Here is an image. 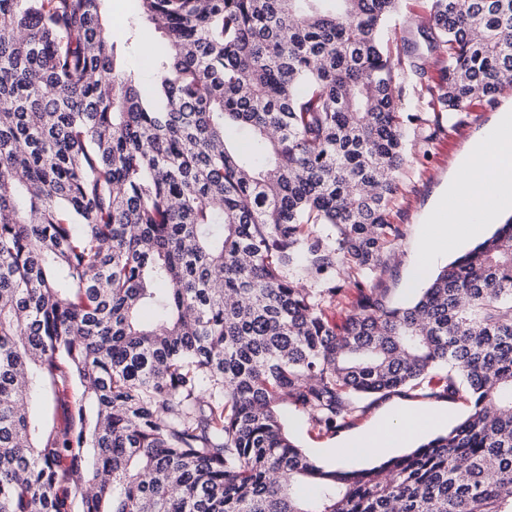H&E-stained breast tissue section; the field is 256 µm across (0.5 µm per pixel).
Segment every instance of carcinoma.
<instances>
[{"label": "carcinoma", "instance_id": "obj_1", "mask_svg": "<svg viewBox=\"0 0 512 512\" xmlns=\"http://www.w3.org/2000/svg\"><path fill=\"white\" fill-rule=\"evenodd\" d=\"M107 2L0 0V512H512V217L409 304L364 291L407 124L496 100L512 0H429L438 87L383 43L400 0H137L122 44ZM442 369L468 416L373 467L280 414Z\"/></svg>", "mask_w": 512, "mask_h": 512}]
</instances>
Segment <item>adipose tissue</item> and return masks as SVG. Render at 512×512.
Segmentation results:
<instances>
[{"label":"adipose tissue","instance_id":"1","mask_svg":"<svg viewBox=\"0 0 512 512\" xmlns=\"http://www.w3.org/2000/svg\"><path fill=\"white\" fill-rule=\"evenodd\" d=\"M460 176L449 179L433 216L438 229L418 244V268L426 270L435 255L479 234L484 225L498 223L501 213L512 210V113L503 112L463 155ZM444 411L424 414L408 409L389 415L375 428L355 436L356 451L393 448L408 443L420 431L441 423Z\"/></svg>","mask_w":512,"mask_h":512}]
</instances>
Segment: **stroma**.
<instances>
[{"mask_svg": "<svg viewBox=\"0 0 512 512\" xmlns=\"http://www.w3.org/2000/svg\"><path fill=\"white\" fill-rule=\"evenodd\" d=\"M428 7V0H401L399 11L391 21L387 34L390 44L401 46L409 41L420 42L418 27L426 17ZM496 114V108L477 102L468 112L462 113L457 121L436 119L430 128L433 140L427 152L410 156L409 161L417 174L411 187L405 189L404 198L391 218L392 223L399 225L401 235L370 283L386 305H396L410 297L415 281V250L422 235L431 229L428 218L432 208L458 156L493 121ZM359 406L358 418L329 432L314 428L308 414L295 405L283 406L282 414L288 432L317 464L360 468L394 456V449L379 448L369 455L358 456L343 448V441L374 426L391 410L404 407L428 413L444 408L448 411L447 424L451 427L459 423L470 410L463 395L447 394L437 383L423 390L406 389L399 393L371 396L360 400Z\"/></svg>", "mask_w": 512, "mask_h": 512, "instance_id": "obj_1", "label": "stroma"}]
</instances>
